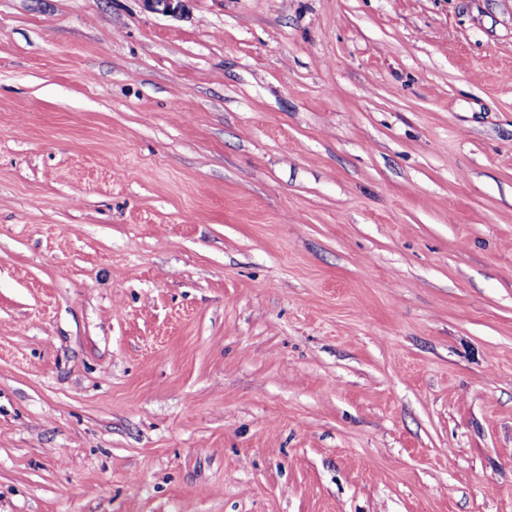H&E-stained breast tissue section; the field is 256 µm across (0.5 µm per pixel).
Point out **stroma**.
I'll return each instance as SVG.
<instances>
[{"mask_svg": "<svg viewBox=\"0 0 512 512\" xmlns=\"http://www.w3.org/2000/svg\"><path fill=\"white\" fill-rule=\"evenodd\" d=\"M0 512H512V0H0Z\"/></svg>", "mask_w": 512, "mask_h": 512, "instance_id": "obj_1", "label": "stroma"}]
</instances>
